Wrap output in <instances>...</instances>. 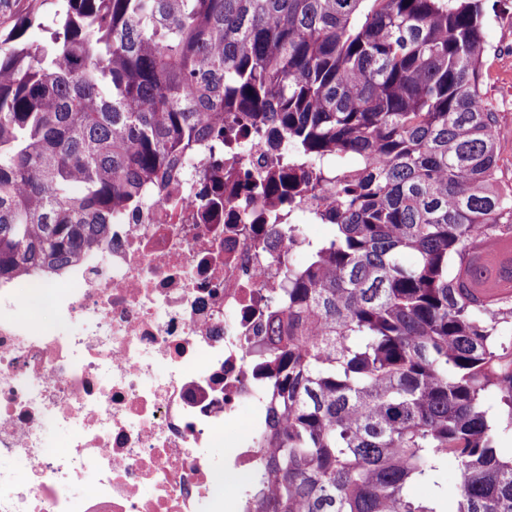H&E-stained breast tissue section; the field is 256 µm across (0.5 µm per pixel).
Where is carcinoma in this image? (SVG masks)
I'll use <instances>...</instances> for the list:
<instances>
[{
  "label": "carcinoma",
  "mask_w": 512,
  "mask_h": 512,
  "mask_svg": "<svg viewBox=\"0 0 512 512\" xmlns=\"http://www.w3.org/2000/svg\"><path fill=\"white\" fill-rule=\"evenodd\" d=\"M484 0H25L0 30V282L108 246L205 144L280 132L285 287L246 512H512V181ZM46 36L23 40L32 26ZM458 462L460 494L441 487Z\"/></svg>",
  "instance_id": "1"
}]
</instances>
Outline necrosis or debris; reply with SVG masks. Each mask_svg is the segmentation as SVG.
I'll return each mask as SVG.
<instances>
[{"label":"necrosis or debris","instance_id":"obj_1","mask_svg":"<svg viewBox=\"0 0 512 512\" xmlns=\"http://www.w3.org/2000/svg\"><path fill=\"white\" fill-rule=\"evenodd\" d=\"M277 157L266 137L219 161L200 147L113 224L105 257L86 252L57 289L32 274L25 296L0 287V459L22 465L0 468V512H245L221 487L258 468L265 386L248 351L285 246L274 200L245 185Z\"/></svg>","mask_w":512,"mask_h":512}]
</instances>
